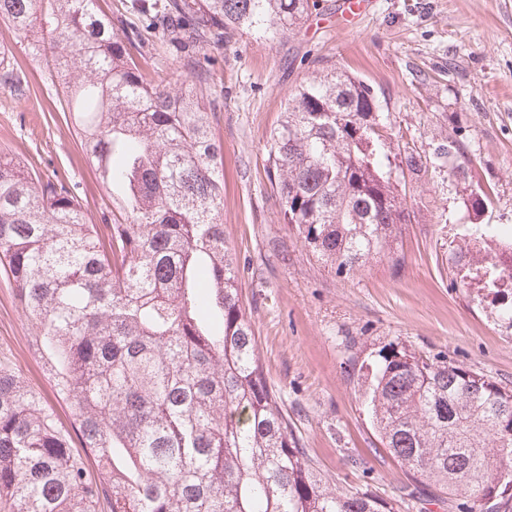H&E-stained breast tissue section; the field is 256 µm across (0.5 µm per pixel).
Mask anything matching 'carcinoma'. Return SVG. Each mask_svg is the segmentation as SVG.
<instances>
[{"mask_svg":"<svg viewBox=\"0 0 512 512\" xmlns=\"http://www.w3.org/2000/svg\"><path fill=\"white\" fill-rule=\"evenodd\" d=\"M97 0H0V20L53 54L80 146L109 192L88 222L69 177L0 156V268L49 353L74 431L0 361V512H402L406 495L330 490L288 431L224 242L216 109L193 53L230 30L266 36L315 0H129L147 28L192 52L170 89L130 61L141 32ZM363 82L335 68L302 82L273 128V191L305 249L348 274L403 264L409 213L387 170L392 138ZM448 174L465 156L448 142ZM509 251L467 247L512 328ZM384 449L457 512L512 499V388L390 342L353 368ZM100 478L87 477L73 438Z\"/></svg>","mask_w":512,"mask_h":512,"instance_id":"1","label":"carcinoma"}]
</instances>
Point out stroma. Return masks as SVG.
Instances as JSON below:
<instances>
[{
  "instance_id": "stroma-1",
  "label": "stroma",
  "mask_w": 512,
  "mask_h": 512,
  "mask_svg": "<svg viewBox=\"0 0 512 512\" xmlns=\"http://www.w3.org/2000/svg\"><path fill=\"white\" fill-rule=\"evenodd\" d=\"M297 27L258 37L234 33L208 47L217 96L212 126L224 149V240L235 259L243 305L269 386L314 467L332 489L371 488L384 497L409 483L383 448L358 387L353 360L399 339L512 386V328L499 301L457 263L476 226L512 224V0H368L358 18L345 0H316ZM5 63L24 76L0 81V153L43 177L77 185L88 218L109 206L45 58L0 22ZM156 79L179 87L191 74L159 38L134 49ZM373 91L388 133L419 155L421 172L392 159L410 218L401 267L372 263L336 274L309 256L284 220L266 169L270 132L288 95L326 66ZM459 142L467 176L450 177L443 149ZM493 205L475 211L474 186ZM0 359L54 405L63 428L72 406L56 396L43 353L0 274Z\"/></svg>"
}]
</instances>
